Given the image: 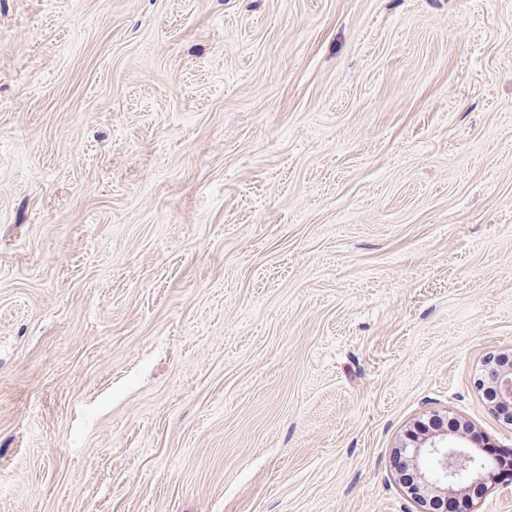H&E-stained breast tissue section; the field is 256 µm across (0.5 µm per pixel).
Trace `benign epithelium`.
<instances>
[{"instance_id": "obj_1", "label": "benign epithelium", "mask_w": 512, "mask_h": 512, "mask_svg": "<svg viewBox=\"0 0 512 512\" xmlns=\"http://www.w3.org/2000/svg\"><path fill=\"white\" fill-rule=\"evenodd\" d=\"M478 387L494 391L498 402L512 409L511 351L484 360ZM397 453L407 468L398 481L416 512H439L440 501L448 495L496 482L492 462L472 444L466 427L433 429L419 420Z\"/></svg>"}]
</instances>
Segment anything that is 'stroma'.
I'll use <instances>...</instances> for the list:
<instances>
[{"instance_id": "obj_1", "label": "stroma", "mask_w": 512, "mask_h": 512, "mask_svg": "<svg viewBox=\"0 0 512 512\" xmlns=\"http://www.w3.org/2000/svg\"><path fill=\"white\" fill-rule=\"evenodd\" d=\"M512 350V0H0V512H409Z\"/></svg>"}]
</instances>
